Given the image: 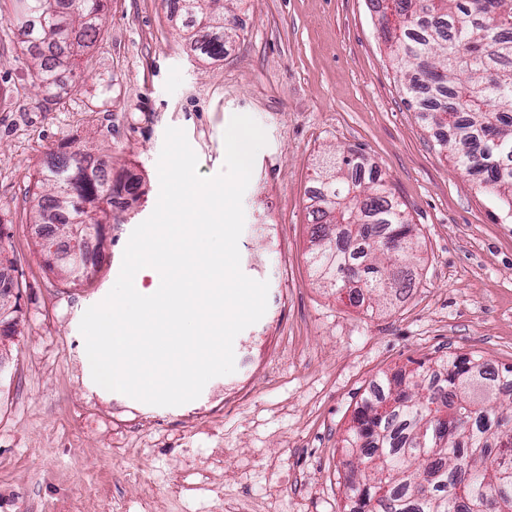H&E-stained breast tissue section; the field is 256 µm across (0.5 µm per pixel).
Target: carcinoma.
<instances>
[{
    "label": "carcinoma",
    "mask_w": 512,
    "mask_h": 512,
    "mask_svg": "<svg viewBox=\"0 0 512 512\" xmlns=\"http://www.w3.org/2000/svg\"><path fill=\"white\" fill-rule=\"evenodd\" d=\"M13 21L33 49V79L48 94L97 36L106 0H18ZM188 28L207 56L224 54L235 27L222 0H181ZM399 27L383 28L406 91L437 129L438 145L475 177L512 218V0H393ZM74 153L47 166L33 192L35 222L52 212L106 224L112 182L88 172ZM350 150L323 159L313 197L308 261L317 281L340 292L358 286L369 299L410 287L421 248L387 186L364 182ZM512 386V365L442 356L379 376L342 439L349 512H512V414L495 410Z\"/></svg>",
    "instance_id": "carcinoma-1"
}]
</instances>
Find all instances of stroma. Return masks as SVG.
<instances>
[{
	"label": "stroma",
	"mask_w": 512,
	"mask_h": 512,
	"mask_svg": "<svg viewBox=\"0 0 512 512\" xmlns=\"http://www.w3.org/2000/svg\"><path fill=\"white\" fill-rule=\"evenodd\" d=\"M235 41L196 56L172 0H110L102 31L46 95L0 0V256L20 333L0 366V512H341V440L375 376L445 354L512 365V220L408 103L370 0H238ZM264 129L243 196L242 272L269 284L234 373L189 403L99 392L79 330L115 284L160 191L168 127L219 173L232 115ZM134 189L112 208L92 284L44 266L30 189L85 146ZM358 149L414 224L410 294L373 309L307 262L319 160Z\"/></svg>",
	"instance_id": "1"
}]
</instances>
